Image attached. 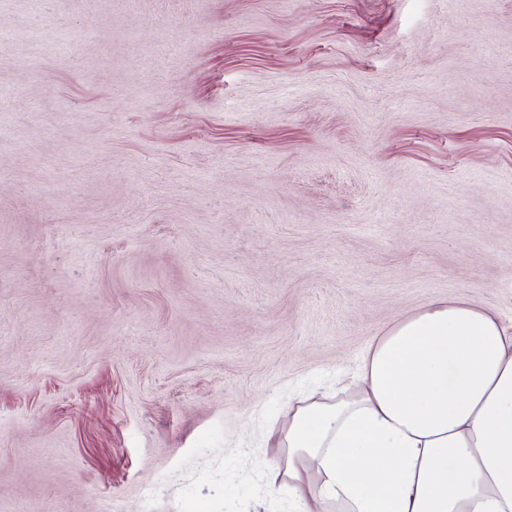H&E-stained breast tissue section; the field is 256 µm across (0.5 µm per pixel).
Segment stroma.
Returning <instances> with one entry per match:
<instances>
[{
	"label": "stroma",
	"mask_w": 512,
	"mask_h": 512,
	"mask_svg": "<svg viewBox=\"0 0 512 512\" xmlns=\"http://www.w3.org/2000/svg\"><path fill=\"white\" fill-rule=\"evenodd\" d=\"M448 301L512 323V0H0V512H289Z\"/></svg>",
	"instance_id": "obj_1"
}]
</instances>
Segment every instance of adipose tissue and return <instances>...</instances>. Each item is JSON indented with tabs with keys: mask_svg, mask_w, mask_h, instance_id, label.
<instances>
[{
	"mask_svg": "<svg viewBox=\"0 0 512 512\" xmlns=\"http://www.w3.org/2000/svg\"><path fill=\"white\" fill-rule=\"evenodd\" d=\"M360 393L298 407L294 512H512V326L431 303L369 347Z\"/></svg>",
	"mask_w": 512,
	"mask_h": 512,
	"instance_id": "obj_1",
	"label": "adipose tissue"
}]
</instances>
